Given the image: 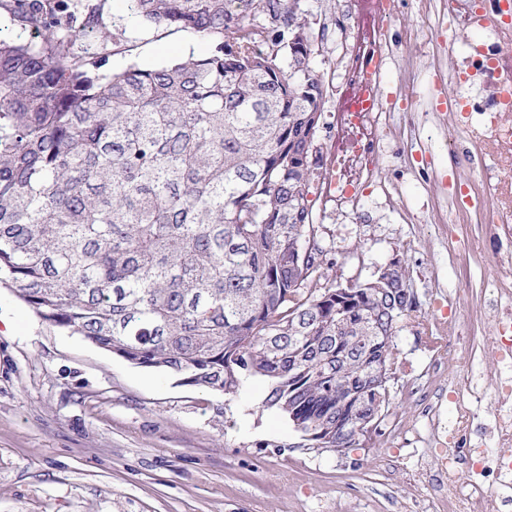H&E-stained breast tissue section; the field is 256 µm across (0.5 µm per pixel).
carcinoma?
Returning <instances> with one entry per match:
<instances>
[{
  "label": "carcinoma",
  "mask_w": 512,
  "mask_h": 512,
  "mask_svg": "<svg viewBox=\"0 0 512 512\" xmlns=\"http://www.w3.org/2000/svg\"><path fill=\"white\" fill-rule=\"evenodd\" d=\"M106 0H0L36 41L0 37V281L48 324L182 385L235 394L305 430L349 393L390 403L369 363L392 364L406 269L345 286L314 223L325 103L300 0H126L147 28L208 41L110 77ZM370 340L363 341L361 337ZM343 381H336V356Z\"/></svg>",
  "instance_id": "obj_1"
}]
</instances>
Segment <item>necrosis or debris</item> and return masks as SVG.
Masks as SVG:
<instances>
[{
    "mask_svg": "<svg viewBox=\"0 0 512 512\" xmlns=\"http://www.w3.org/2000/svg\"><path fill=\"white\" fill-rule=\"evenodd\" d=\"M329 28L336 39V76L352 94H371L367 71L376 44L391 43L399 17L398 0H345ZM381 13L380 30L351 22V15ZM449 38L425 35L423 47H434L450 65L441 86L453 104L443 119L457 128L468 151L452 154L457 168L478 166L466 189L445 197L428 196L422 214L431 224L481 226V233L463 239L448 251L449 259L473 260L497 268L488 297L478 309L492 337L483 352L500 367L495 382L497 405L486 423H479L481 392L467 375L447 366L452 351L468 343L467 333L449 326L435 344V389L448 395L456 417L443 424L440 406L425 404L431 425L429 455L437 484L428 501H417L413 512H501L512 501V0H448L440 17ZM397 101L383 94L375 107L355 104L336 110V185L331 193L338 209L357 212L361 184L376 179L379 151L394 147L398 159L405 148L396 144L390 112Z\"/></svg>",
    "mask_w": 512,
    "mask_h": 512,
    "instance_id": "necrosis-or-debris-1",
    "label": "necrosis or debris"
}]
</instances>
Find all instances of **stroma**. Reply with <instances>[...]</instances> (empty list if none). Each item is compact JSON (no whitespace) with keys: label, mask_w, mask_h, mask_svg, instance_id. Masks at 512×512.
Returning <instances> with one entry per match:
<instances>
[{"label":"stroma","mask_w":512,"mask_h":512,"mask_svg":"<svg viewBox=\"0 0 512 512\" xmlns=\"http://www.w3.org/2000/svg\"><path fill=\"white\" fill-rule=\"evenodd\" d=\"M396 23L404 31L396 54L415 53L414 33L438 23L416 0H402ZM111 22L136 36L132 49L108 48L101 71L129 65L160 66L211 46L196 37L143 28L124 0H107ZM447 60H424L413 77H385L386 91L407 80L419 85L424 109L443 100L431 91ZM401 140L414 154H429V179L381 155L378 176L390 195L364 198L353 215L315 203L317 223L336 264L338 283L374 279L379 268L400 261L416 306L396 321L391 400L372 448L342 452L314 448L284 417L264 409V381L251 379L225 395L177 384L99 350L83 336L44 322L0 283V512H399L416 486L428 430L411 386L430 382V333L449 316L443 294L467 285L482 295L495 268L449 263L452 237L469 225L447 227L406 221L428 186L457 187L475 177L454 168L449 145L466 149L448 126Z\"/></svg>","instance_id":"1"}]
</instances>
